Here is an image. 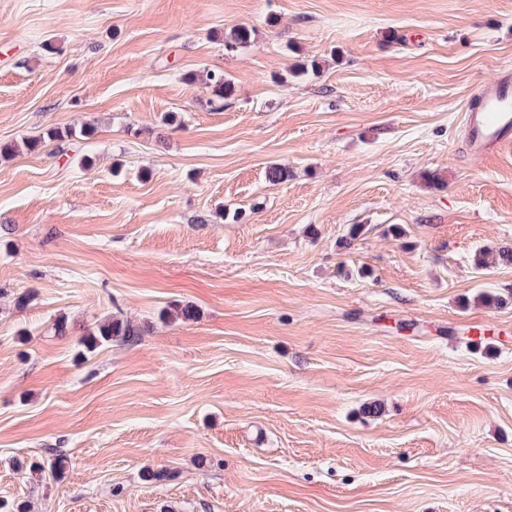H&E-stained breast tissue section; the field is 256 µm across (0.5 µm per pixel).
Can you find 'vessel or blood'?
<instances>
[{
	"label": "vessel or blood",
	"instance_id": "obj_1",
	"mask_svg": "<svg viewBox=\"0 0 512 512\" xmlns=\"http://www.w3.org/2000/svg\"><path fill=\"white\" fill-rule=\"evenodd\" d=\"M468 147L477 155L501 152L512 144V68L483 83L478 103L464 115Z\"/></svg>",
	"mask_w": 512,
	"mask_h": 512
}]
</instances>
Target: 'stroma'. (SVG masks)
<instances>
[{
    "label": "stroma",
    "mask_w": 512,
    "mask_h": 512,
    "mask_svg": "<svg viewBox=\"0 0 512 512\" xmlns=\"http://www.w3.org/2000/svg\"><path fill=\"white\" fill-rule=\"evenodd\" d=\"M508 65L512 0H0V146L97 128L0 158V503L512 512ZM468 147L476 155L507 148L512 138V68L504 67L483 83L478 103L464 115ZM206 84L212 89L214 96L213 101L218 104L219 108L224 106V99L232 94V83L229 78L224 75L223 71H208L206 74ZM138 336L139 327L131 321L112 315L102 319L92 330L88 329L79 343L87 352L92 353L104 342L125 344L134 342Z\"/></svg>",
    "instance_id": "35a3bbf8"
}]
</instances>
